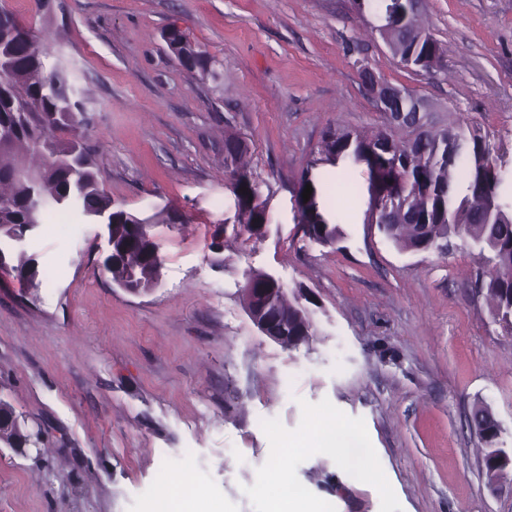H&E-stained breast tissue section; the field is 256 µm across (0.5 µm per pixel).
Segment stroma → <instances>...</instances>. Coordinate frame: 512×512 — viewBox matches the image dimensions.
Wrapping results in <instances>:
<instances>
[{
	"label": "stroma",
	"mask_w": 512,
	"mask_h": 512,
	"mask_svg": "<svg viewBox=\"0 0 512 512\" xmlns=\"http://www.w3.org/2000/svg\"><path fill=\"white\" fill-rule=\"evenodd\" d=\"M49 33L84 100L115 208L146 220L162 279L133 294L104 266L99 225L47 214L24 251L39 286L0 273V399L40 451L0 445V512H154L190 477L223 512H267L257 490L276 438L334 413L366 451L352 470L298 453L294 481L331 512H512L483 467L472 415L488 407L512 448V335L474 280L484 260L459 238L399 249L369 212L365 165L316 169L341 237L305 236L300 178L324 131L370 132L382 115L362 77L414 91L442 127L485 136L512 200V0H422L446 49L431 72L394 58L351 0H0ZM179 27L212 60L188 72L165 42ZM245 137L267 231L231 232L224 137ZM304 289L314 332L289 349L261 334L247 271ZM384 474L380 494L360 469Z\"/></svg>",
	"instance_id": "stroma-1"
}]
</instances>
